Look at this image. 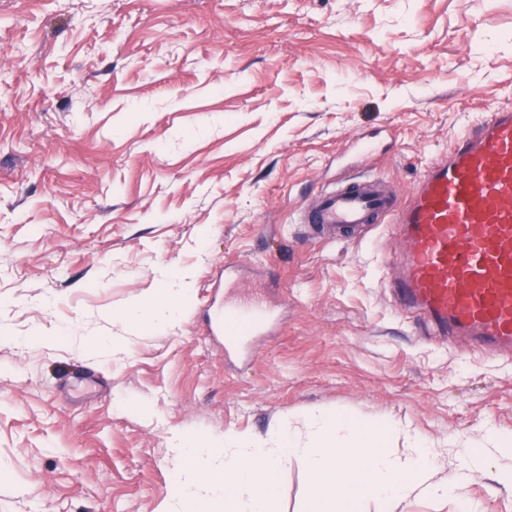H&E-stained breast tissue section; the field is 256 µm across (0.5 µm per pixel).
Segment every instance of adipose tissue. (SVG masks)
<instances>
[{"label":"adipose tissue","mask_w":512,"mask_h":512,"mask_svg":"<svg viewBox=\"0 0 512 512\" xmlns=\"http://www.w3.org/2000/svg\"><path fill=\"white\" fill-rule=\"evenodd\" d=\"M188 291L166 288L154 298L113 313L123 324L163 327L179 320ZM388 429L368 428L341 412L310 411L302 427L279 426L274 436L228 433L197 446L184 435L170 439L178 470L168 496L155 512H183L200 504L206 512H272L280 474L292 461L309 481L306 512H402L413 498H458V512H476L461 497L463 469L445 470L442 452L418 433L405 431L407 450L388 451ZM465 467L494 464L498 482L512 484V437L488 431L479 448L462 451Z\"/></svg>","instance_id":"obj_1"}]
</instances>
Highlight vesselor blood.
<instances>
[{
  "instance_id": "obj_1",
  "label": "vessel or blood",
  "mask_w": 512,
  "mask_h": 512,
  "mask_svg": "<svg viewBox=\"0 0 512 512\" xmlns=\"http://www.w3.org/2000/svg\"><path fill=\"white\" fill-rule=\"evenodd\" d=\"M326 239L357 240L390 224L401 244L394 297L434 335L512 354V108L497 107L431 161L409 195L381 179L345 176L300 212ZM266 309L225 306L210 330L225 356L266 333Z\"/></svg>"
}]
</instances>
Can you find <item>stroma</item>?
Returning a JSON list of instances; mask_svg holds the SVG:
<instances>
[{
  "instance_id": "1",
  "label": "stroma",
  "mask_w": 512,
  "mask_h": 512,
  "mask_svg": "<svg viewBox=\"0 0 512 512\" xmlns=\"http://www.w3.org/2000/svg\"><path fill=\"white\" fill-rule=\"evenodd\" d=\"M495 106L512 0H0V512H155L172 433L310 410L415 430L449 469L512 434V356L396 306L390 225L292 221L342 165L409 191ZM228 265L278 320L230 363L203 308ZM177 270L182 320L113 322ZM307 492L289 464L275 512ZM462 492L512 512L487 471Z\"/></svg>"
}]
</instances>
